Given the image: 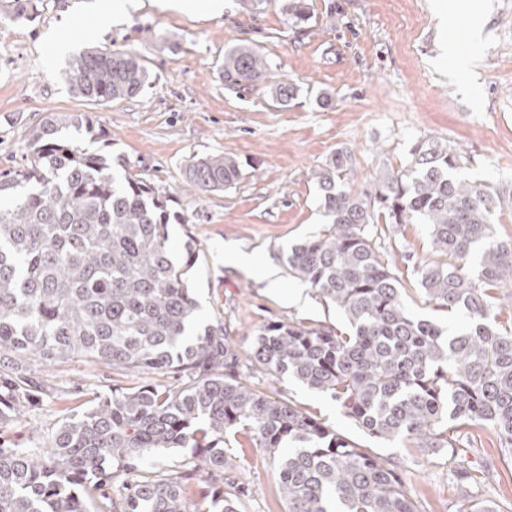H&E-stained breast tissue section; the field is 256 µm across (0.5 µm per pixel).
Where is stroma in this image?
I'll use <instances>...</instances> for the list:
<instances>
[{
	"label": "stroma",
	"instance_id": "35a3bbf8",
	"mask_svg": "<svg viewBox=\"0 0 512 512\" xmlns=\"http://www.w3.org/2000/svg\"><path fill=\"white\" fill-rule=\"evenodd\" d=\"M308 19L291 26L286 0H40L34 22L0 19V173L25 163L30 130L50 115H83L94 134L73 127L65 138L105 155L115 174L130 171L172 196L179 220L168 226L175 251L196 243L189 277L201 323L223 320L240 349L273 320L343 326L341 313L288 275L282 247L314 235L326 219L315 174L338 149L350 150L345 177L352 192L373 191L383 171L410 162L421 138L448 141L468 160L464 178L512 191V0H475L487 22L467 45L468 71L448 75L443 44L471 14L440 19L434 0H305ZM259 49L266 81L225 87L226 49ZM87 47L139 54L151 77L136 97L97 105L72 95L58 79L66 61ZM298 88L288 105L273 87ZM234 156L240 179L224 191L184 188L193 156ZM394 273L414 315L457 328L425 302L415 265L437 257L426 225L387 231ZM251 257L252 266L237 263ZM51 393L21 421L0 430L20 448L44 447L67 416L94 397L136 380L103 365L71 359L46 373ZM275 390L300 410L359 446L409 460L406 481L423 512H455L447 458L365 435L336 401L283 378ZM471 466L495 476L493 488L512 501V459L491 431H475L465 451ZM243 481L242 512H287L272 457L261 448H230Z\"/></svg>",
	"mask_w": 512,
	"mask_h": 512
}]
</instances>
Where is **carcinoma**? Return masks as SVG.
<instances>
[{"label":"carcinoma","instance_id":"cac0c4a2","mask_svg":"<svg viewBox=\"0 0 512 512\" xmlns=\"http://www.w3.org/2000/svg\"><path fill=\"white\" fill-rule=\"evenodd\" d=\"M35 0H7L0 14L33 20ZM294 24L304 0H290ZM263 54L224 51L229 87L265 80ZM69 91L108 104L137 96L150 73L129 51L88 48L59 73ZM66 126L94 128L80 115H52L29 134L25 167L0 175V426L49 392L30 367L80 359L120 375H173L98 397L64 421L49 451L0 441V512H240L225 446L262 448L277 460L288 512H422L401 464L362 448L293 404L261 390L216 320L197 325L188 273L199 250L169 248L171 196L137 175L117 178L108 159L60 138ZM411 165L388 170L368 202L344 188L351 152L336 150L317 173L327 224L280 250L289 275L338 309L345 328L302 321L260 326L247 359L274 379L292 377L326 393L371 438L410 441L428 455L451 453L457 512H502L479 483L458 439L488 428L512 454V328L495 323L512 307V236L492 220L503 192L459 176L466 162L444 140L425 138ZM241 162L194 157L185 181L201 193L236 182ZM390 224L427 225L448 257L416 267L436 308L466 328L451 333L414 317L378 242L376 213ZM188 448L185 469L161 478L144 468L155 449Z\"/></svg>","mask_w":512,"mask_h":512}]
</instances>
